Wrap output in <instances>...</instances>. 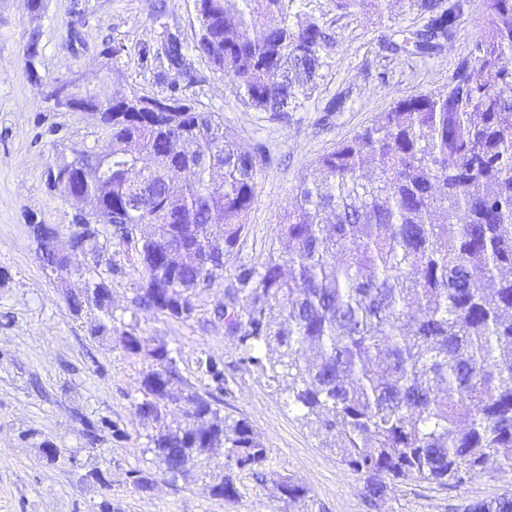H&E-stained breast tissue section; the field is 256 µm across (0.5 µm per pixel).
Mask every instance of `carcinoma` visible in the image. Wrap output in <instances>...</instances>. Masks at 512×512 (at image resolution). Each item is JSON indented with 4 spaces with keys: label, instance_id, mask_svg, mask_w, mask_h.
Masks as SVG:
<instances>
[{
    "label": "carcinoma",
    "instance_id": "1",
    "mask_svg": "<svg viewBox=\"0 0 512 512\" xmlns=\"http://www.w3.org/2000/svg\"><path fill=\"white\" fill-rule=\"evenodd\" d=\"M298 0H200L194 44L167 32L155 59L194 82L192 57L232 78L241 104L277 117L318 88L324 24L300 20ZM390 0H336V9L384 15ZM424 24L384 41L393 55L430 56L456 34L470 0H400ZM484 36L445 93L402 99L303 172L294 209L278 225L286 251L261 262L236 246L256 194L260 160L239 147L216 112H201L169 84L162 113L140 96L95 107L109 131L100 151L75 148L79 168H48L56 191L78 175L109 219L105 232L122 261L86 270V295L67 297L77 318L96 310L92 336H115L128 353L135 323L116 324L109 277L139 274L135 306L189 321L204 291L224 288L210 320L224 323L242 364L275 384L289 408L322 431L349 470L384 497L405 480L462 485L490 458L512 471V0H484ZM83 246L95 224L72 220ZM42 262L55 258L56 229L35 224ZM210 255L215 269L192 260ZM273 347L276 356H262ZM160 374L143 376L135 414L151 433L158 469L175 483L206 478L209 453L226 449L220 499L238 496L236 472L262 466L266 448L244 419L221 414L185 386L160 343ZM203 377L224 390L213 356ZM193 409L170 416L181 401ZM89 482L112 489L95 467ZM288 504L318 512L304 485L274 480ZM464 512H512V498Z\"/></svg>",
    "mask_w": 512,
    "mask_h": 512
}]
</instances>
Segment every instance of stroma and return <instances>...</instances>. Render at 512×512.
I'll list each match as a JSON object with an SVG mask.
<instances>
[{"instance_id": "35a3bbf8", "label": "stroma", "mask_w": 512, "mask_h": 512, "mask_svg": "<svg viewBox=\"0 0 512 512\" xmlns=\"http://www.w3.org/2000/svg\"><path fill=\"white\" fill-rule=\"evenodd\" d=\"M76 3L86 23L83 44L73 49L66 36ZM303 10L325 22L333 44L323 53L318 89L299 109L281 118L246 109L231 78L200 58L194 61L200 81L185 92L201 110L219 113L242 147L271 158L259 167L248 226L238 244L241 255L258 261L285 246L278 225L294 204L302 171L397 101L447 90L458 63L483 33V0H471L455 39L440 52L422 59L387 57L380 40L400 28H418L420 16L343 14L335 0H304ZM34 26L42 34L41 80L77 73L102 96L133 91L166 96L174 72L162 74L143 63L142 49L157 47L167 30L189 43L199 33L194 0H48L37 18L24 0H0V512H96L104 498L112 512H297L273 488L270 479L276 475L306 485L320 512H463L474 501L512 496V472L491 463L457 488L407 480L392 484L384 498L370 500L364 477L349 471L324 437L288 409L272 382L240 364L223 324L183 322L134 308L137 273L113 279L112 309L117 318L136 320L142 350L129 354L113 337L91 336L95 312L75 318L66 302L67 296L82 294L84 275L44 269L28 223L52 225L68 239L71 205L49 189L47 169L72 148L104 149L108 133L86 114L58 110L42 99L24 55ZM340 93L347 97L342 111H326ZM161 341L171 349L181 380L201 393L206 387L198 361L215 357L226 378L222 414L247 420L264 442V479L241 472L234 499L212 497L200 480L160 479L148 493L125 482L129 471L157 470L147 450L149 430L134 404L153 364L148 351ZM46 447L59 449L56 461L44 457ZM95 467L110 468L109 493L86 481Z\"/></svg>"}]
</instances>
